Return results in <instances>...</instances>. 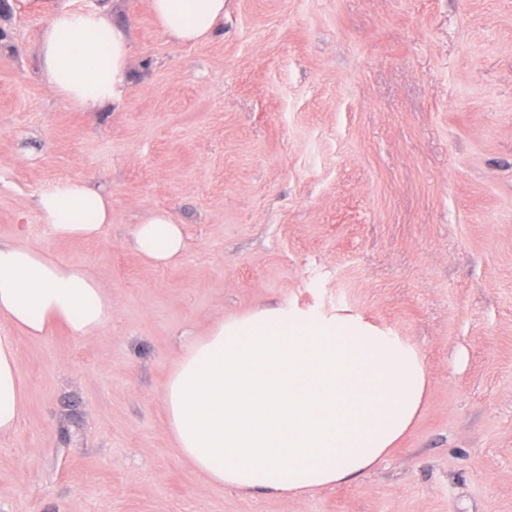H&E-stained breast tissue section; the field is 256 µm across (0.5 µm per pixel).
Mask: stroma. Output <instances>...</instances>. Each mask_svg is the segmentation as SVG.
I'll return each instance as SVG.
<instances>
[{
  "label": "stroma",
  "instance_id": "stroma-1",
  "mask_svg": "<svg viewBox=\"0 0 512 512\" xmlns=\"http://www.w3.org/2000/svg\"><path fill=\"white\" fill-rule=\"evenodd\" d=\"M106 10L131 42L119 111L55 96L49 13ZM0 241L83 266L112 323L14 334L25 395L0 437V512H512V0H225L176 44L149 0H0ZM112 195L100 237H54L35 197ZM184 224L175 265L129 246ZM264 305L357 313L429 386L363 478L299 498L208 484L173 445L185 332ZM186 246L183 224H178L168 211H150L133 232V249L153 264L168 265L178 262L184 255Z\"/></svg>",
  "mask_w": 512,
  "mask_h": 512
}]
</instances>
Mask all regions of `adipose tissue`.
<instances>
[{"instance_id": "adipose-tissue-1", "label": "adipose tissue", "mask_w": 512, "mask_h": 512, "mask_svg": "<svg viewBox=\"0 0 512 512\" xmlns=\"http://www.w3.org/2000/svg\"><path fill=\"white\" fill-rule=\"evenodd\" d=\"M176 43L208 39L224 0H150ZM128 36L102 11L51 13L41 38L49 89L78 107H119ZM35 206L59 239H91L112 224V196L67 179ZM146 261L178 262L184 228L164 210L136 225ZM32 339L57 325L85 338L112 320V297L82 266L23 241L0 242V320ZM427 373L419 353L353 314L280 307L219 318L184 346L163 387L173 444L207 481L242 493L301 497L359 478L405 435ZM25 399L12 337L0 335V436L13 433Z\"/></svg>"}]
</instances>
